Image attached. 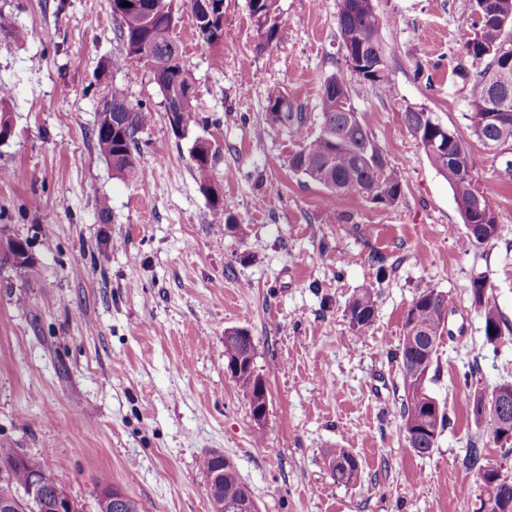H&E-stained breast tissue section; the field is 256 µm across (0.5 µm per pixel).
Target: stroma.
Here are the masks:
<instances>
[{
	"mask_svg": "<svg viewBox=\"0 0 512 512\" xmlns=\"http://www.w3.org/2000/svg\"><path fill=\"white\" fill-rule=\"evenodd\" d=\"M391 94L351 79V102L397 167L403 196L388 207L336 200L295 174L298 148L265 112L282 90L319 132L324 80L344 64L336 0H279L283 37L257 50L248 0H224V42L198 41L188 0L172 38L195 82L197 124L174 132L164 97L126 55L109 0H0V86L13 135L0 143V241L26 242L31 267L0 264V442L54 469L84 512L120 487L139 512H210L197 461L230 458L259 512H477L481 487L465 463L512 479V445L475 419V395L512 383V331L489 343L471 284L512 328V177L466 118L454 74L472 37L474 0H373ZM23 31L24 39L13 36ZM154 120L134 152L142 179L115 172L94 130L110 91ZM423 107L483 156L476 180L501 223L462 250L466 226L447 180L403 121ZM216 154L215 223L191 151ZM109 209L100 212L99 200ZM448 296V322L428 389L449 424L429 453L409 448L396 351L418 292ZM377 295L356 336L345 309ZM247 329L268 413L224 368V332ZM348 449L357 482H333L326 452Z\"/></svg>",
	"mask_w": 512,
	"mask_h": 512,
	"instance_id": "1",
	"label": "stroma"
}]
</instances>
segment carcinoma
Segmentation results:
<instances>
[{"label":"carcinoma","mask_w":512,"mask_h":512,"mask_svg":"<svg viewBox=\"0 0 512 512\" xmlns=\"http://www.w3.org/2000/svg\"><path fill=\"white\" fill-rule=\"evenodd\" d=\"M150 2L152 0H136L135 5L119 11L120 36L128 47L134 46L136 41H149L147 50L136 56L135 60L152 73L164 96L170 125L174 131L183 132L190 125L198 123L193 78L170 37L174 10L167 13L150 12ZM486 2V9L477 5L475 40L465 41L463 50H468L475 43L483 47L487 54L481 58L469 57L476 70L461 71V76L470 86L467 118L474 134L483 142L501 134L512 139V99L508 101V112L500 126L482 129L476 122V114L495 104L494 84L489 73L499 63L497 49L502 45L512 49V26H501V19L512 20V0ZM212 3L215 20L193 13L198 40L210 46L224 42V23L221 21L224 17V0H212ZM249 10L260 36L259 48L264 49L281 39L276 22L278 0H252ZM336 21L339 37L350 42L349 49L363 50L365 68L348 64L345 69L326 78L320 99L319 133L310 136L306 113L282 91H273L268 95L266 112H280V126L300 142L299 150L288 160L293 172L323 186L338 200L360 194L381 198L387 201V205L393 206L402 197V178L397 169L388 163L383 164L379 171L367 163L373 158L384 159V153L359 120L351 103L348 82V74L351 73L387 94L392 93L380 37L382 20L369 0H336ZM125 104L126 97L118 91L107 96L102 111L110 113L112 124H96L95 136L101 153L115 171L122 175H137L140 169L132 154V147L137 135L152 124L153 113L132 106L127 108ZM404 120L411 123L408 130L416 136L430 163L448 181L459 206H473V230L466 232L463 237L462 249L471 250L497 237L501 224L487 198L481 197L478 203L473 201V190L477 188L475 175L481 159L469 151L452 130L448 131V143L434 145L430 126L436 118L425 108L406 107ZM214 158L208 142L196 141L192 150L194 173L201 190L208 196L213 192ZM7 247L8 253L4 254V258L13 259L15 269H25L32 264L30 253L21 247V242L10 239ZM484 282L486 279L483 277L474 279L471 294L474 304L480 308L484 327L497 329V336L486 335L487 341L492 343L496 338L503 337L504 321L486 297ZM346 313L357 334H365L377 317L375 293L370 289L364 290L349 303ZM447 319L448 296L435 288L423 289L407 311L405 333L398 348L405 397L401 408L402 428L409 448L419 455L428 453L434 447L436 435L447 421L445 411L433 409L434 397L427 388L434 359L429 345L442 335ZM245 335L247 330L243 328L224 332L225 364L239 359L246 363L255 358V352L249 349ZM232 378L247 395L251 415L266 411L267 388L260 375L244 368L232 374ZM16 454V449L0 443V470H6L11 478L9 484L0 483V494L9 493L27 482L34 472L39 474L47 489L59 482L58 474L35 458L31 457L28 463L18 465ZM327 459L331 478L336 484L348 486L357 481L359 462L348 449L333 448L327 452ZM198 468L204 475L212 472L217 474L218 492L210 499L211 512H237L231 505L255 502L251 490L242 482L230 459L209 452L199 459ZM493 473L494 470L488 466L478 469V477L483 484L478 512H512V481L507 485H497V491L493 492L486 487Z\"/></svg>","instance_id":"obj_1"}]
</instances>
